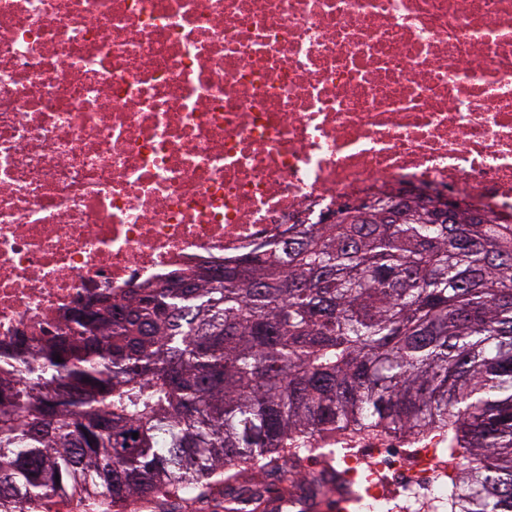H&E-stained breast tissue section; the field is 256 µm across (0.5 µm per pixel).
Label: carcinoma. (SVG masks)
<instances>
[{
	"mask_svg": "<svg viewBox=\"0 0 512 512\" xmlns=\"http://www.w3.org/2000/svg\"><path fill=\"white\" fill-rule=\"evenodd\" d=\"M337 215L85 307L25 379L0 372V512H237L309 459L323 496L345 432L435 444L433 512H512V223L418 198Z\"/></svg>",
	"mask_w": 512,
	"mask_h": 512,
	"instance_id": "carcinoma-1",
	"label": "carcinoma"
}]
</instances>
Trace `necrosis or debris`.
I'll list each match as a JSON object with an SVG mask.
<instances>
[{"label": "necrosis or debris", "mask_w": 512, "mask_h": 512, "mask_svg": "<svg viewBox=\"0 0 512 512\" xmlns=\"http://www.w3.org/2000/svg\"><path fill=\"white\" fill-rule=\"evenodd\" d=\"M512 222V0H0V350L393 194Z\"/></svg>", "instance_id": "1"}]
</instances>
